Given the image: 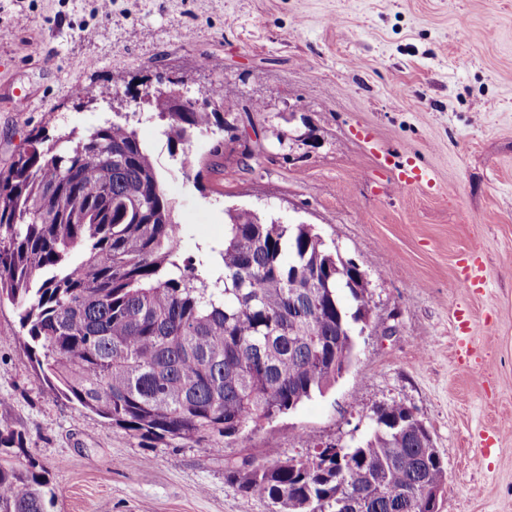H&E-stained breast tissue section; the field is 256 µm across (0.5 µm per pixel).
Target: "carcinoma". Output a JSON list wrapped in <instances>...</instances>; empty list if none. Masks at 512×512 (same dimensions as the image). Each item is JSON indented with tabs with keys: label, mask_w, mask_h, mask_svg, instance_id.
<instances>
[{
	"label": "carcinoma",
	"mask_w": 512,
	"mask_h": 512,
	"mask_svg": "<svg viewBox=\"0 0 512 512\" xmlns=\"http://www.w3.org/2000/svg\"><path fill=\"white\" fill-rule=\"evenodd\" d=\"M207 105L166 111L151 98L172 157L186 170L197 132L224 130L214 83ZM150 148L129 119L87 136L38 131L0 170V300L49 387L149 443L194 440L218 451L324 394L353 354L366 290L336 272V249L300 224L227 211L224 240L184 257L183 227ZM343 466L319 448L267 449L224 479L278 512H425L445 487L394 401ZM22 433L0 425V445ZM47 472L0 460V512H47Z\"/></svg>",
	"instance_id": "carcinoma-1"
}]
</instances>
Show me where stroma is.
<instances>
[{
  "label": "stroma",
  "mask_w": 512,
  "mask_h": 512,
  "mask_svg": "<svg viewBox=\"0 0 512 512\" xmlns=\"http://www.w3.org/2000/svg\"><path fill=\"white\" fill-rule=\"evenodd\" d=\"M161 80L198 102L223 83L219 165L205 146L198 171L178 169L140 99ZM117 98L165 178L183 255L223 237L230 207L313 225L365 273L370 322L335 386L206 452L144 446L52 392L1 301L0 422L27 454L0 455L48 471L52 512H275L225 466L360 439L394 401L444 459L440 512H512V0H0V169L31 131L86 133ZM399 163L430 183L391 191ZM474 263L484 287L451 289Z\"/></svg>",
  "instance_id": "stroma-1"
}]
</instances>
